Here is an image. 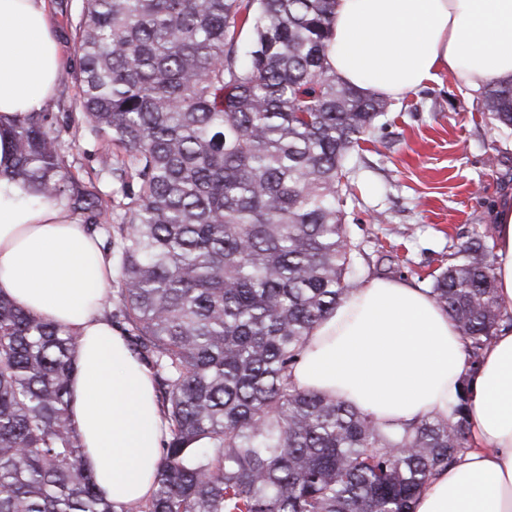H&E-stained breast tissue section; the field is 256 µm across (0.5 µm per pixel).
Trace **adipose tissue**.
<instances>
[{
  "label": "adipose tissue",
  "mask_w": 512,
  "mask_h": 512,
  "mask_svg": "<svg viewBox=\"0 0 512 512\" xmlns=\"http://www.w3.org/2000/svg\"><path fill=\"white\" fill-rule=\"evenodd\" d=\"M328 64L391 100L450 77L461 93L512 80V0H336ZM66 59L49 0H0V298L77 341L70 415L84 463L109 501L152 492L165 433L148 368L104 314L112 260L61 202L11 178L14 133L41 111ZM498 302L512 316V201L492 210ZM463 341L426 289L373 278L313 329L294 369L318 391L398 428L447 414L461 379L473 449L437 475L414 512H512V329L466 374Z\"/></svg>",
  "instance_id": "ef3b65f1"
}]
</instances>
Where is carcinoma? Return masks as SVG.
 <instances>
[{"label": "carcinoma", "instance_id": "obj_1", "mask_svg": "<svg viewBox=\"0 0 512 512\" xmlns=\"http://www.w3.org/2000/svg\"><path fill=\"white\" fill-rule=\"evenodd\" d=\"M335 0H83L75 108L106 144L86 182L50 112L13 178L117 256L116 315L168 422L150 497L103 499L69 415L76 338L0 299V512H413L473 447L468 384L446 416L387 431L302 390L314 326L357 287L350 174L386 100L328 65ZM512 128V82L478 92ZM488 236L429 273L474 371L504 317Z\"/></svg>", "mask_w": 512, "mask_h": 512}]
</instances>
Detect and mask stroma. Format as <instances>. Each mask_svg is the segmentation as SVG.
<instances>
[{
  "label": "stroma",
  "mask_w": 512,
  "mask_h": 512,
  "mask_svg": "<svg viewBox=\"0 0 512 512\" xmlns=\"http://www.w3.org/2000/svg\"><path fill=\"white\" fill-rule=\"evenodd\" d=\"M79 5L52 0L67 71L45 109L57 116L74 157L71 172L82 178L97 167L100 147L83 135L81 115L70 105L79 66L72 21ZM351 179L357 198L344 211L361 245L356 277L426 288L428 273L447 264L472 231L490 229L492 207L512 199V128L499 127L446 77L392 102Z\"/></svg>",
  "instance_id": "35a3bbf8"
}]
</instances>
